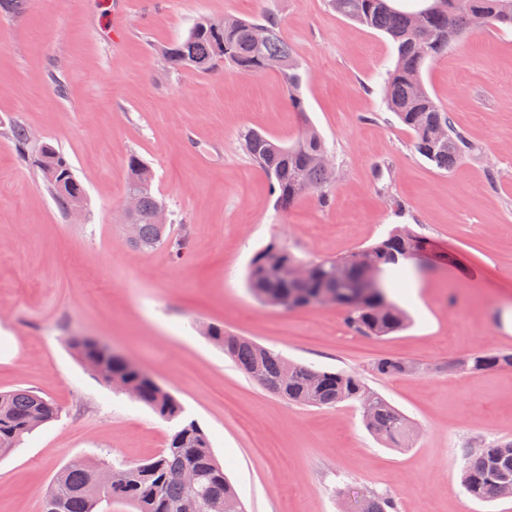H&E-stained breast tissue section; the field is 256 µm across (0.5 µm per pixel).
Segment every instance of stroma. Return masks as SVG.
Listing matches in <instances>:
<instances>
[{
    "label": "stroma",
    "mask_w": 512,
    "mask_h": 512,
    "mask_svg": "<svg viewBox=\"0 0 512 512\" xmlns=\"http://www.w3.org/2000/svg\"><path fill=\"white\" fill-rule=\"evenodd\" d=\"M260 13L300 64L305 114L276 73L174 70L162 55L198 18ZM393 63L385 34L327 0H26L21 14L0 15V391L33 390L61 410L0 457V512H41L70 461L145 460L172 432L80 363L73 334L111 345L174 394L247 512H347L369 492L390 495L396 512H512V499L477 501L461 485L468 456L512 441V367L454 369L479 350L512 353V31L483 29L423 69L475 148L447 171L413 149L384 104ZM306 119L335 163L330 201L281 211L242 136L289 142ZM13 121L70 161L86 189L80 218L63 216L19 161ZM133 154L153 172L168 231L190 233L182 258L126 241ZM404 224L455 262L393 291L411 316L401 332L368 337L341 307L266 306L247 287L269 242L334 258ZM211 325L288 361L360 375L415 424L412 447H382L350 404L306 407L265 390L209 341ZM383 357L418 370L380 377L372 365Z\"/></svg>",
    "instance_id": "stroma-1"
}]
</instances>
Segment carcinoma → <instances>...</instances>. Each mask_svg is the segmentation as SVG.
<instances>
[{
	"label": "carcinoma",
	"instance_id": "cac0c4a2",
	"mask_svg": "<svg viewBox=\"0 0 512 512\" xmlns=\"http://www.w3.org/2000/svg\"><path fill=\"white\" fill-rule=\"evenodd\" d=\"M453 9H448V2ZM440 7L426 15V43L412 24L413 13L396 6V0H330L336 14L362 26L380 31L393 44L395 60L385 73L382 84L383 100L412 136L413 149L448 170L456 166L473 146L458 129L447 110L441 108L427 92L422 70L427 61L448 50V47L474 32L471 19L479 12L487 16V25L512 27V0H439ZM172 69L192 68L199 73H212L226 65L243 74L267 71V61L282 62L278 74L286 87L290 104L304 112L300 96V65L288 42L282 37L277 21L262 14L254 20L224 18L216 28L207 17L199 18L188 36L163 50ZM443 128L447 139L438 142L434 130ZM18 157L37 169L57 208L67 213L74 197L85 196V189L73 172L65 155L53 144L45 143L32 154L28 145V127L18 121L9 129ZM243 147L248 156L269 176L275 204L280 210L290 207L306 195H315L325 203L329 200L328 184L321 157L327 154L320 133L305 122L298 137L286 144L265 133L248 130L243 135ZM126 191L139 195L137 213L126 216V223L138 225V234L131 245L150 252L167 249L180 259L189 247V235L173 237L167 227L153 221L156 209L163 205L151 186L143 185L148 172L139 156L130 155ZM377 261L380 288L353 301H341L346 322L356 331L377 338L390 336L404 329L408 318L405 311L391 298V290L403 279L402 262L418 266L429 254L436 261L450 264L452 255L433 251L430 242L405 226H396L381 240L369 246ZM299 261L286 247L270 243L252 258L248 284L263 303L278 307L289 297L293 288L288 283V266ZM344 264L351 274L357 273L356 253L339 258L314 260V276L309 287L296 293L292 307L312 305L314 297L327 283L336 263ZM207 338L222 347L247 374L260 372L268 391L298 405L334 407L349 402L354 406L366 400L370 412L362 415L366 429L388 448L409 447L408 430L411 421L378 392L370 389L356 374L343 371L314 369L289 362L280 354L222 327L210 326ZM67 345L82 364L97 363L108 380L126 385L130 396L150 408L167 422L175 423L168 441L156 456L145 461L116 462L74 460L62 468L43 495L42 512H97L101 501L117 499L133 512H178L182 500L193 493L199 499L223 500L224 512H244L224 467L215 457L209 439L194 420L183 417V407L169 389L157 383L139 367H133L113 353L83 336L71 335ZM469 372L489 371L512 366V354L478 351L467 357ZM375 372L383 377L406 375L413 371L407 361L382 358L374 364ZM59 407L50 399L28 389L0 391V456L14 451L24 437L37 428L54 421ZM112 469V490L98 485L100 467ZM182 469L195 476L193 487L175 477ZM512 484V442L504 441L484 448L469 458L462 473L466 493L478 501L494 500L500 485Z\"/></svg>",
	"mask_w": 512,
	"mask_h": 512
}]
</instances>
